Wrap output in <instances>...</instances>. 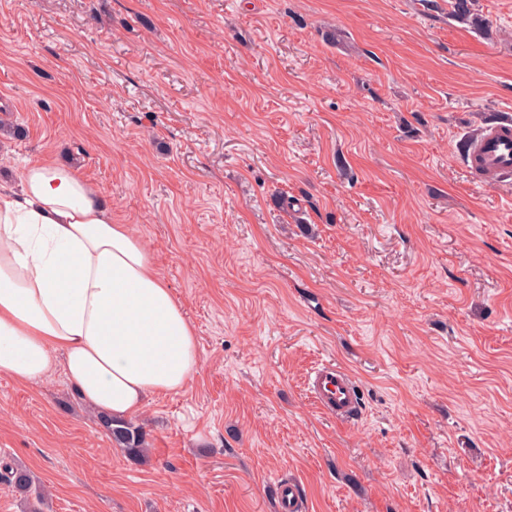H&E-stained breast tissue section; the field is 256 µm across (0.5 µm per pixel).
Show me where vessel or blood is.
<instances>
[{
	"label": "vessel or blood",
	"mask_w": 512,
	"mask_h": 512,
	"mask_svg": "<svg viewBox=\"0 0 512 512\" xmlns=\"http://www.w3.org/2000/svg\"><path fill=\"white\" fill-rule=\"evenodd\" d=\"M468 167L481 178H492L512 172V122L502 121L486 127L463 148ZM310 394L326 413L339 419L353 418L359 409V387L343 368L322 363L311 369L307 377ZM280 512H302L304 504L294 481L278 487Z\"/></svg>",
	"instance_id": "b4317fda"
}]
</instances>
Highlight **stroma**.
<instances>
[{"instance_id":"1","label":"stroma","mask_w":512,"mask_h":512,"mask_svg":"<svg viewBox=\"0 0 512 512\" xmlns=\"http://www.w3.org/2000/svg\"><path fill=\"white\" fill-rule=\"evenodd\" d=\"M0 0V190L74 166L146 244L199 365L114 449L61 373L0 375L47 512H512V0ZM350 370L344 422L306 390ZM468 167L481 178L512 172V122L501 121L486 127L463 148ZM281 512H302L304 504L296 483L293 480L282 482L278 486Z\"/></svg>"}]
</instances>
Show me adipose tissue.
<instances>
[{
    "label": "adipose tissue",
    "mask_w": 512,
    "mask_h": 512,
    "mask_svg": "<svg viewBox=\"0 0 512 512\" xmlns=\"http://www.w3.org/2000/svg\"><path fill=\"white\" fill-rule=\"evenodd\" d=\"M197 336L150 253L79 172L27 166L0 192V374L20 384L61 371L117 419L183 390Z\"/></svg>",
    "instance_id": "obj_1"
}]
</instances>
